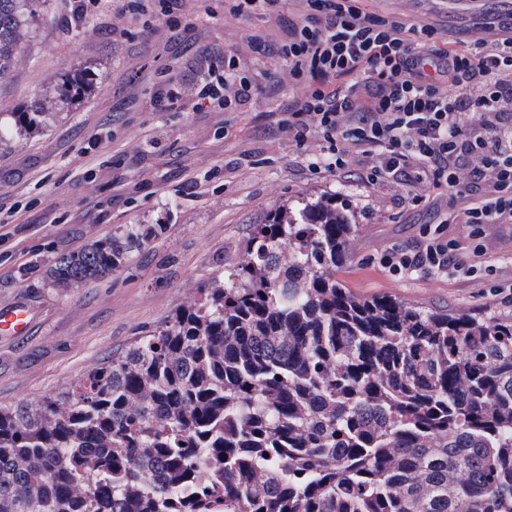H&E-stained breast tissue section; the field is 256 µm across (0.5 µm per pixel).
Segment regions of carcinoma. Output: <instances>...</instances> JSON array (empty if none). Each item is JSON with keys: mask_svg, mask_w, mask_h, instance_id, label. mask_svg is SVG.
Segmentation results:
<instances>
[{"mask_svg": "<svg viewBox=\"0 0 512 512\" xmlns=\"http://www.w3.org/2000/svg\"><path fill=\"white\" fill-rule=\"evenodd\" d=\"M37 0H0V76ZM0 112V150L47 127ZM158 228L63 254L70 286ZM358 232L336 197L278 208L246 258L165 327L46 398L0 407V512H512V320L342 278Z\"/></svg>", "mask_w": 512, "mask_h": 512, "instance_id": "obj_1", "label": "carcinoma"}]
</instances>
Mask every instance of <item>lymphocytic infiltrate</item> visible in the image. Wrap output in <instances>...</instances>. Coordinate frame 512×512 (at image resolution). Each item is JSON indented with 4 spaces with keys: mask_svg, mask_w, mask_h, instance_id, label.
Returning <instances> with one entry per match:
<instances>
[{
    "mask_svg": "<svg viewBox=\"0 0 512 512\" xmlns=\"http://www.w3.org/2000/svg\"><path fill=\"white\" fill-rule=\"evenodd\" d=\"M180 0H127L132 14H159L176 35L196 19ZM282 17L285 39L264 45L302 92L280 109L277 125L298 140L327 144V171L344 170L350 149L372 158L365 182L395 181L425 194L443 191L448 209L421 240L394 247L380 264L392 274L475 275L480 246L462 248L452 224L479 230L512 223V17L498 19L492 47L448 48L433 26L365 12L360 0H303ZM239 57L206 55L192 107L228 110L251 98Z\"/></svg>",
    "mask_w": 512,
    "mask_h": 512,
    "instance_id": "obj_1",
    "label": "lymphocytic infiltrate"
}]
</instances>
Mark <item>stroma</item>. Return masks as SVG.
Masks as SVG:
<instances>
[{"label":"stroma","instance_id":"obj_1","mask_svg":"<svg viewBox=\"0 0 512 512\" xmlns=\"http://www.w3.org/2000/svg\"><path fill=\"white\" fill-rule=\"evenodd\" d=\"M209 0H182L197 14L195 30L171 39L164 17L125 13V0L90 8L86 24L67 27L65 0H39L24 31V58L0 77V111L39 98L58 120L0 153V309L29 313L22 336L0 333V405L37 406L162 327L187 302L245 256L253 225L310 194H336L359 223L342 276L360 295H390L429 309L480 319L512 318V224H487L477 242L491 276H393L379 266L387 250L414 242L436 221L425 201L403 187L365 186L362 156L341 172L310 170L326 144L297 142L277 128L274 109L296 87L252 43L282 38L258 11L243 17L206 13ZM366 11L435 27L437 46L474 45L483 14H512V0H365ZM237 54L255 95L239 111L158 112L159 80L184 93L195 82L194 58ZM87 91L72 95V78ZM128 224L163 230L114 273L73 288H55L44 272L58 257L118 236ZM464 224L448 233L463 247L475 240Z\"/></svg>","mask_w":512,"mask_h":512}]
</instances>
